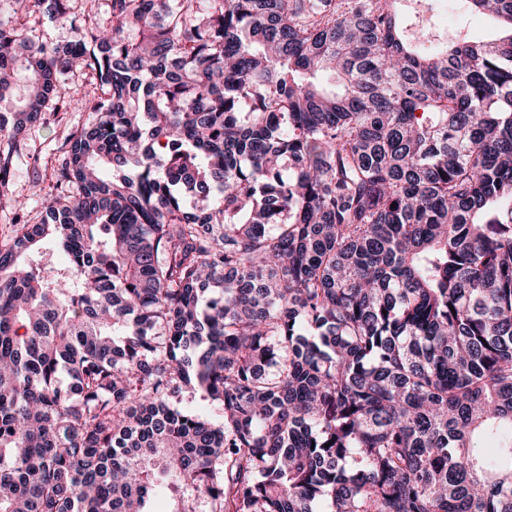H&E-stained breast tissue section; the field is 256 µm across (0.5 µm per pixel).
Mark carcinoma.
Instances as JSON below:
<instances>
[{
    "label": "carcinoma",
    "mask_w": 512,
    "mask_h": 512,
    "mask_svg": "<svg viewBox=\"0 0 512 512\" xmlns=\"http://www.w3.org/2000/svg\"><path fill=\"white\" fill-rule=\"evenodd\" d=\"M72 2L0 0V188L100 92L0 243V512H512V0L430 48L399 0L14 27ZM23 26H19L27 36L34 41H48L55 43H68L75 37L74 31L68 22L49 20L40 14L23 13L18 15ZM459 17L456 22L457 31L467 32L479 39L486 38L493 32V24L485 16L465 13L460 19ZM61 82L67 88L68 97L63 104L59 103V110L53 105L45 112L44 123L30 129L26 136L29 151L17 160L12 181L2 194L0 191V242L15 234L17 206L23 207L19 212L21 224L42 221V199L57 191L53 166L59 148L72 128L91 123L96 118L88 109L94 96L90 77L77 70L64 75Z\"/></svg>",
    "instance_id": "cac0c4a2"
}]
</instances>
